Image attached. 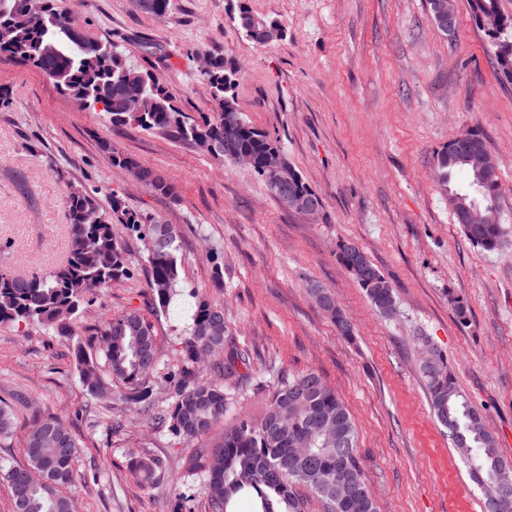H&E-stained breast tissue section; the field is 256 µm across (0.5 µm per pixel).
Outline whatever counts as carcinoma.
<instances>
[{
    "instance_id": "1",
    "label": "carcinoma",
    "mask_w": 512,
    "mask_h": 512,
    "mask_svg": "<svg viewBox=\"0 0 512 512\" xmlns=\"http://www.w3.org/2000/svg\"><path fill=\"white\" fill-rule=\"evenodd\" d=\"M27 0H0V26L13 29L0 52L38 69L69 97L85 101L86 109L108 115L112 125L169 133L184 141L212 137L224 144L213 155L231 160L247 155L252 171L279 196L280 179H288V208L306 214L300 203L321 196L288 161L283 147L245 120L237 105L239 70L234 61L210 57L202 77L212 89L216 116L197 121L187 116L153 72L131 65L111 44L93 40L66 23L68 14L56 0H44L41 14H27ZM474 23L494 14L499 28L489 33L497 74L512 80V15L501 11L500 0H468ZM232 18L250 42L264 46L263 30L283 26L256 14L248 0H235ZM143 86L140 100L121 98V84ZM112 165L130 172L154 193L173 195L172 184L141 165L134 157L104 143ZM473 152L488 149L479 134H457L436 154L434 180L443 190L455 222L466 236L486 251L500 249L507 237L501 223L498 170L480 171L466 162ZM282 158L280 171L268 169V159ZM70 250L66 263L41 276L23 277L0 272V325L40 326L58 336H74L73 324L89 305L87 285L102 289L134 276L124 245L117 239L112 214L120 211L126 228L147 244V272L155 303L166 308L180 283L176 256L177 230L172 224L145 221L122 209L112 197L111 209L84 190L67 195ZM338 261L363 290L372 307L384 317L397 312L395 290L386 276L358 247L339 245ZM325 311L336 331L353 336L348 317L332 296ZM73 358L87 393L105 399L112 383L122 386L128 411L150 412L157 424L178 441L199 442L189 458L190 472L203 476L208 512H236L238 499L250 501L252 512H308L305 488L321 503L323 512H378L358 455V430L339 393L314 370L285 376L276 363L256 376L250 357L239 347L224 317V306L200 298L184 330L181 368L173 375L174 395L163 412H153V386L147 376L160 366L153 324L137 309L102 322L85 342L73 345ZM210 357V377L193 375L195 364ZM427 400L433 415L446 429L478 488L495 483L503 463L497 440L483 422L482 411L460 389L448 358L430 347L421 363ZM268 383L262 415L226 416L242 393ZM13 435V413L0 406V444ZM79 443L66 423L55 417L36 420L25 439V462L0 467V480L11 493L12 512H71L64 489L75 485ZM161 462L152 457L132 461L131 470L146 483L154 480Z\"/></svg>"
}]
</instances>
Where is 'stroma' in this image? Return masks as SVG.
Returning <instances> with one entry per match:
<instances>
[{
	"label": "stroma",
	"mask_w": 512,
	"mask_h": 512,
	"mask_svg": "<svg viewBox=\"0 0 512 512\" xmlns=\"http://www.w3.org/2000/svg\"><path fill=\"white\" fill-rule=\"evenodd\" d=\"M229 4L173 0L159 17L134 0H61L87 37L112 40L133 64L153 67L192 118L215 113L200 75L203 57L235 61L243 116L280 141L322 197V214L288 209L246 166L191 142L113 128L104 113L78 109L35 68L1 53L0 270L31 276L66 259L73 187L176 225V300L154 310L142 272L145 246L118 227L137 273L93 293L74 326L78 334L139 309L154 325L160 370L153 400L163 409L196 298L223 304L252 370L271 360L289 374L312 369L338 391L380 512H480V491L433 417L419 363L427 343L447 356L512 463V239L491 252L472 244L433 167L451 138L477 131L497 162L502 218L512 227V81L495 72L467 0H458L448 35L432 22L427 0H249L286 30L263 47L240 33ZM106 141L168 178L174 196L156 195L113 166ZM342 243L359 247L389 278L398 316L372 309L336 258ZM215 247L224 256L220 288ZM315 286L333 294L354 341L337 334L311 293ZM70 346L38 327L0 325V405L15 417L0 463L22 462L29 425L54 416L80 441L76 512H170L189 487L186 512H207L201 474L181 466L191 446L174 443L150 416L124 413L121 403L104 409L83 387ZM119 415L125 425L112 429ZM139 456L165 462L154 483L132 474Z\"/></svg>",
	"instance_id": "35a3bbf8"
}]
</instances>
